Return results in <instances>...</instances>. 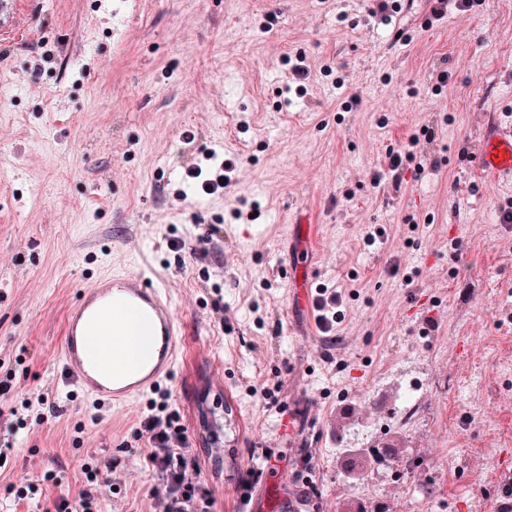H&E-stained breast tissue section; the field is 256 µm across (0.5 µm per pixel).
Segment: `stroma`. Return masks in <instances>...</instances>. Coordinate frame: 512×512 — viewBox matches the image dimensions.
<instances>
[{"label": "stroma", "mask_w": 512, "mask_h": 512, "mask_svg": "<svg viewBox=\"0 0 512 512\" xmlns=\"http://www.w3.org/2000/svg\"><path fill=\"white\" fill-rule=\"evenodd\" d=\"M371 0H0V378L9 412L44 397L58 413L21 430L0 468V512L77 497L91 458L108 457L100 512H162L160 482L134 433L149 396L98 406L59 363L68 310L98 276L144 271L183 325L179 362L161 389L187 427L216 512H320L380 502L392 512H503L512 483V184L474 170L488 119H512V0L431 18L424 0L394 27ZM277 20L264 30L268 12ZM409 42L393 40L394 28ZM311 70L284 104L289 58ZM451 79L434 91L432 73ZM345 82L334 88V69ZM362 102L346 103L353 96ZM248 130H240V119ZM436 169L401 192L372 185L390 149L423 126ZM195 138L184 143V131ZM237 158L222 194L170 186L207 152ZM182 185V184H181ZM259 205L252 224L234 209ZM307 213L309 288L342 295L335 343L285 273L288 227ZM385 228L370 248L367 225ZM220 228L217 251L198 239ZM185 242L170 245L172 238ZM461 242L454 250L453 242ZM417 267L414 285L400 270ZM222 299L223 316L214 312ZM419 408L404 422L411 381ZM397 444L417 467L391 479L376 460L361 479L337 448ZM138 445L130 453L128 445ZM271 457L272 467L262 464ZM61 486L35 502L11 486Z\"/></svg>", "instance_id": "35a3bbf8"}]
</instances>
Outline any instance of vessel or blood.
I'll list each match as a JSON object with an SVG mask.
<instances>
[{"label":"vessel or blood","mask_w":512,"mask_h":512,"mask_svg":"<svg viewBox=\"0 0 512 512\" xmlns=\"http://www.w3.org/2000/svg\"><path fill=\"white\" fill-rule=\"evenodd\" d=\"M478 171L493 180L512 182V123H491L474 155ZM138 314L155 338L153 358L133 372L103 368L86 346L95 331L118 330L127 311ZM180 322L166 289L150 284L140 273L100 277L81 290L67 315L61 343L68 378L94 400L126 406L168 379L176 362Z\"/></svg>","instance_id":"1"}]
</instances>
